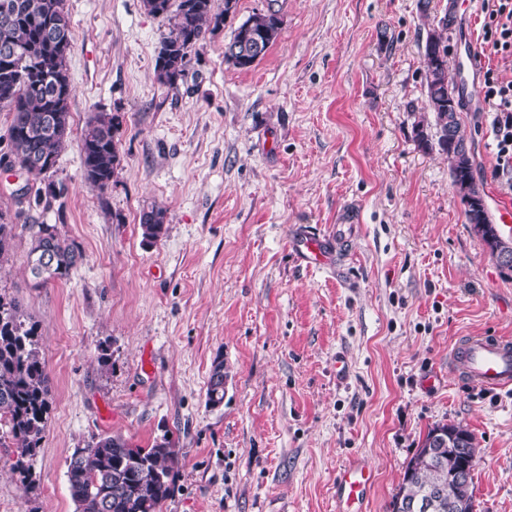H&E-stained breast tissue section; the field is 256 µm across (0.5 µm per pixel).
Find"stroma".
Wrapping results in <instances>:
<instances>
[{
  "instance_id": "obj_1",
  "label": "stroma",
  "mask_w": 512,
  "mask_h": 512,
  "mask_svg": "<svg viewBox=\"0 0 512 512\" xmlns=\"http://www.w3.org/2000/svg\"><path fill=\"white\" fill-rule=\"evenodd\" d=\"M65 9L69 144L38 179L0 169V209L20 226L0 291L37 321L52 388L27 476L0 441V512H75L66 462L105 434L174 444L161 512H336V472L353 459L377 473L367 512H388L438 423L466 425L478 443L474 512H512V392L463 386L448 361L459 337H512V278L468 223L446 155L414 138L422 40L453 14L448 62L465 84L480 9L238 0L171 87L155 79L168 21L142 0ZM270 9L282 18L277 40L252 69L234 68L224 58L233 30ZM96 112L121 118V163L102 193L84 183L79 150ZM492 119L462 98L495 221L512 194L494 175ZM30 181L41 201L16 195ZM154 206L166 232L151 244L139 217ZM31 224L56 225L81 251L67 279L35 286ZM306 231L334 238L335 271L297 259L291 242ZM218 356L224 401L213 408ZM224 401V361L216 357L207 388V403L211 407H218Z\"/></svg>"
}]
</instances>
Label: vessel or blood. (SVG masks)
Masks as SVG:
<instances>
[{"mask_svg":"<svg viewBox=\"0 0 512 512\" xmlns=\"http://www.w3.org/2000/svg\"><path fill=\"white\" fill-rule=\"evenodd\" d=\"M296 256L315 268H333L336 245L329 238L302 235L294 238ZM452 363L466 384L489 391H512V339L481 334L460 337L450 351ZM375 483L373 467L362 460L350 462L336 474V512H367Z\"/></svg>","mask_w":512,"mask_h":512,"instance_id":"obj_1","label":"vessel or blood"}]
</instances>
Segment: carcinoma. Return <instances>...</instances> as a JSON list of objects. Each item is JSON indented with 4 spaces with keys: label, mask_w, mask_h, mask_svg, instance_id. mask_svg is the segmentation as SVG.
<instances>
[{
    "label": "carcinoma",
    "mask_w": 512,
    "mask_h": 512,
    "mask_svg": "<svg viewBox=\"0 0 512 512\" xmlns=\"http://www.w3.org/2000/svg\"><path fill=\"white\" fill-rule=\"evenodd\" d=\"M144 8L169 22L155 64L156 80L173 86L185 76L192 53L206 35L224 27L236 13L237 0H143ZM444 14L420 46L427 106L434 125L421 120L415 139L424 150L438 147L448 157L452 185L466 204V217L481 236L505 275L512 274V238L492 223L476 182L473 161L459 117V88L448 69L449 27ZM282 27L279 13L268 9L248 17L224 47V58L236 69L250 70L265 55ZM0 111L11 113L9 151L31 176L48 173L66 148L70 134L69 56L73 47L65 0H0ZM119 116L97 112L87 121L79 144L83 179L103 192L119 166L116 132ZM166 212L154 206L140 214L143 238L155 243L165 233ZM29 231L28 265L37 284L67 278L81 254L62 239L54 224H25ZM16 225L0 212V264L8 256ZM508 261L501 260L502 254ZM37 324L24 319L16 299L0 292V424L7 426L15 459L11 469L21 475L27 459L44 438L50 410L51 380L40 355ZM224 402V361L215 358L207 403ZM88 450L75 449L67 461V482L76 512H161L174 493L178 450L167 437L149 448L134 447L121 435L95 437ZM480 454L473 434L460 423L430 428L408 463L390 503V512H410L411 503L433 502L429 512H449L448 502L472 484Z\"/></svg>",
    "instance_id": "cac0c4a2"
}]
</instances>
